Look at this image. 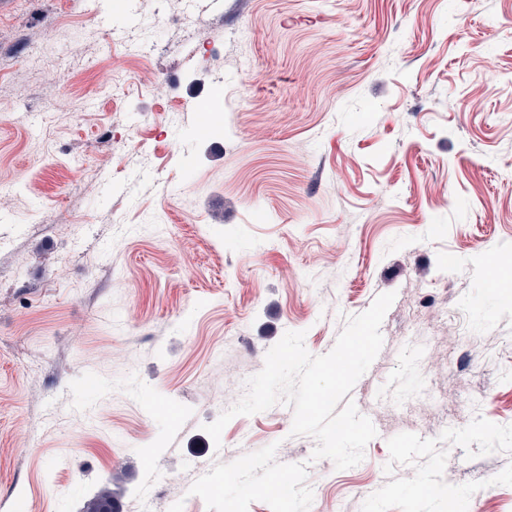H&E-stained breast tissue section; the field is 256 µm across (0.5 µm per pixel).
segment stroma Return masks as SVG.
Listing matches in <instances>:
<instances>
[{
	"instance_id": "obj_1",
	"label": "stroma",
	"mask_w": 512,
	"mask_h": 512,
	"mask_svg": "<svg viewBox=\"0 0 512 512\" xmlns=\"http://www.w3.org/2000/svg\"><path fill=\"white\" fill-rule=\"evenodd\" d=\"M6 2L0 512H512V0ZM386 292L361 463L285 404L213 453Z\"/></svg>"
}]
</instances>
